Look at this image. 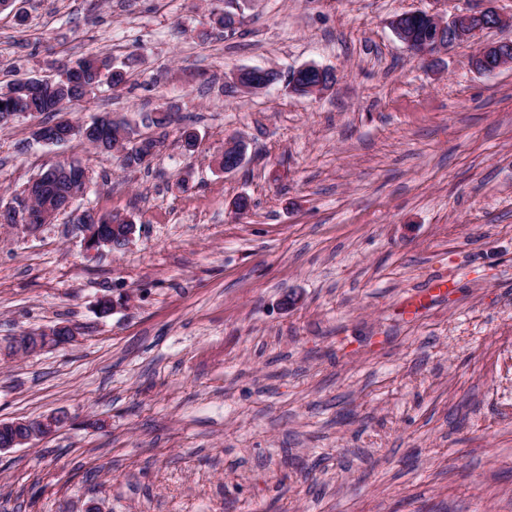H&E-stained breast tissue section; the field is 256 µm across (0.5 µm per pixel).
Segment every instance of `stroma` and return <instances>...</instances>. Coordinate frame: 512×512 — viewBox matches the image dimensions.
<instances>
[{
	"label": "stroma",
	"instance_id": "stroma-1",
	"mask_svg": "<svg viewBox=\"0 0 512 512\" xmlns=\"http://www.w3.org/2000/svg\"><path fill=\"white\" fill-rule=\"evenodd\" d=\"M477 0H15L0 10V87L102 54L123 89L68 103L150 129L149 167L41 115L0 124V205L82 162L76 210L137 224L86 256L73 212L0 224V340L68 323L77 340L0 359V421L57 411L54 434L0 452V512H512V65L481 74L480 32L425 59L396 15ZM236 13L235 35L213 18ZM336 74L320 97L245 67ZM199 137L195 153L178 141ZM250 141L218 165L226 138ZM251 208L236 215L233 200ZM445 295L416 314L430 281ZM127 297L107 316L101 296ZM294 305H287V298ZM446 283L447 281L441 278L433 280L427 288L418 290L407 299L405 303V310L411 314L417 313L423 308L422 305L424 302L427 304L435 295L446 293Z\"/></svg>",
	"mask_w": 512,
	"mask_h": 512
}]
</instances>
